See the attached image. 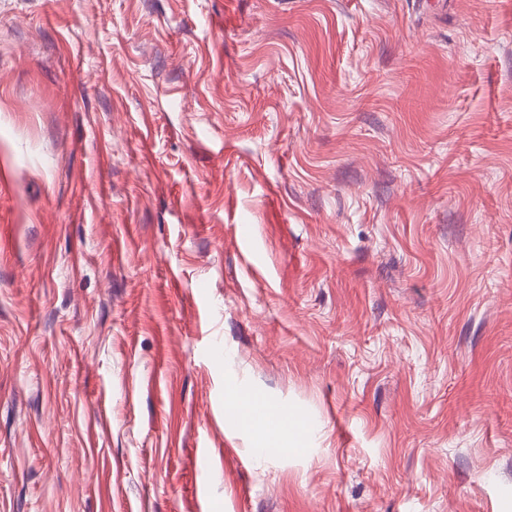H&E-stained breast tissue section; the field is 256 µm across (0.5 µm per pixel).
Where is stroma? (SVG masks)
<instances>
[{"label": "stroma", "instance_id": "1", "mask_svg": "<svg viewBox=\"0 0 512 512\" xmlns=\"http://www.w3.org/2000/svg\"><path fill=\"white\" fill-rule=\"evenodd\" d=\"M0 512H512V0H0ZM254 400L251 394L249 393H240L239 395H233L230 397L229 402L238 403L240 408L245 407L250 401ZM249 411L253 413H266L269 415H274L273 409L266 404L261 403L260 401H252L249 405ZM250 412H244L241 416V425L243 427L249 428L255 424L256 415ZM276 417H269L268 427L276 435H288L291 447L297 449L311 440L314 428L294 414H284L278 409Z\"/></svg>", "mask_w": 512, "mask_h": 512}]
</instances>
